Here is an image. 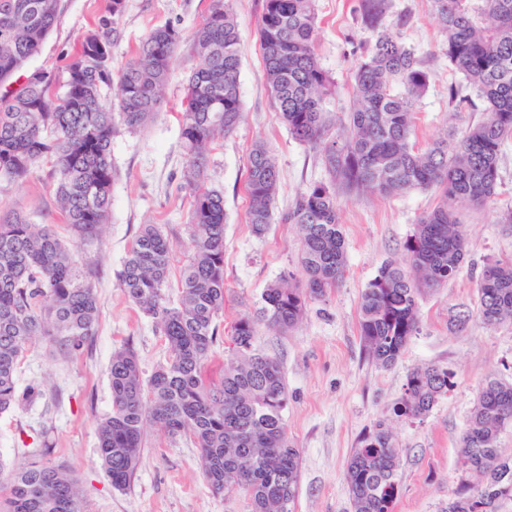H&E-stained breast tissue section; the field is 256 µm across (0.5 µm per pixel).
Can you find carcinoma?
<instances>
[{"instance_id":"obj_1","label":"carcinoma","mask_w":512,"mask_h":512,"mask_svg":"<svg viewBox=\"0 0 512 512\" xmlns=\"http://www.w3.org/2000/svg\"><path fill=\"white\" fill-rule=\"evenodd\" d=\"M455 71L485 102L484 117L461 135L416 145L415 106L429 75L392 28H380L384 0H365V22L376 32L354 72V108L339 140L326 139L322 101L333 85L316 52V0H265L258 39L266 83L279 118L298 143L320 151L330 182H313L282 215L301 232L303 280L279 279L262 294L261 321L278 332L294 329L307 303L325 297L347 271L336 185L380 195L424 189L439 201L416 224L399 260L382 265L363 290L359 333L369 358L395 364L419 325V298L454 278L467 240L459 210L493 201L502 147L512 140V0H431ZM123 0H112V20L85 34L66 55L62 82L22 74L58 18V0H0V179L17 181L48 162L66 225L80 240L101 234L111 207L112 138L123 126H145L160 106L171 60L187 40L198 58L181 108L189 164L183 181L193 190V254L171 289L174 244L158 224H144L120 272L128 298L165 337L170 356L143 379L136 353H112L108 374L112 412L98 426L101 465L116 489L140 468L146 429L190 434L203 474L216 494L246 493L252 512H291L298 493L300 453L287 434L288 386L280 360L255 348L258 320L238 316L233 347L219 377L211 363L224 314L223 192L207 185L213 146L242 118L240 32L230 0H214L188 37L171 25L154 28L119 69L112 37ZM22 78L13 89L15 77ZM117 87V101L109 90ZM279 169L270 148L249 154L245 194L250 232L264 236L273 223ZM476 313L487 327L512 322V261L492 260L481 271ZM99 299L80 271L78 253L52 224L16 214L0 220V413L33 403L42 384L21 390L16 371L26 349L49 339L71 358L95 334ZM454 386V373L427 365L411 371L388 412L421 420ZM512 428V383L487 378L458 446L463 478L446 512H500L512 486V453L500 435ZM402 448L388 419L358 439L345 470L352 512H392ZM83 488L62 463L31 462L11 474L0 512H82Z\"/></svg>"}]
</instances>
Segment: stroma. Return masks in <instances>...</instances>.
Listing matches in <instances>:
<instances>
[{
	"instance_id": "35a3bbf8",
	"label": "stroma",
	"mask_w": 512,
	"mask_h": 512,
	"mask_svg": "<svg viewBox=\"0 0 512 512\" xmlns=\"http://www.w3.org/2000/svg\"><path fill=\"white\" fill-rule=\"evenodd\" d=\"M112 0H61L58 22L26 72H62L67 53L79 35L108 15ZM362 0H317L320 64L334 81L325 101L328 136L343 133L353 108V72L374 33L361 15ZM264 0H232L240 30L239 90L242 119L232 135L210 153L208 184L224 193V313L217 348L225 355L233 321L257 313L268 284L284 275L301 276V236L297 225L273 224L261 238L247 224L244 182L248 154L256 143L274 152L280 182L276 212L285 211L308 184L329 181L317 150L291 138L278 118L266 87L258 41ZM212 0H124L112 45L114 66L134 53L140 40L169 24L183 34L209 15ZM383 25L394 27L430 75L426 93L416 104V142L426 147L447 133H462L483 117V103L453 70L444 54V36L431 0H386ZM197 66L189 42L177 49L162 105L136 131L119 130L112 140L117 177L103 235L79 244L82 270L95 285L100 313L95 336L75 358L54 354L39 341L23 354L19 387L40 381L44 396L22 409L0 414V495L15 468L32 460L62 463L84 490L83 512H249L244 493L215 494L200 467L192 437L148 432L141 467L131 487L113 488L98 453L99 422L112 411L108 368L113 352L131 345L143 376H151L169 356L154 324L138 313L118 280L125 258L144 224L163 225L174 243L170 280L178 282L191 254L193 197L182 180L186 165L180 108L187 79ZM457 86L452 100L449 86ZM53 168L42 163L22 180L0 181V216L27 215L37 224H59L63 215L52 190ZM340 222L347 243L348 270L326 298L309 301L294 330L279 334L259 327L255 346L277 357L288 384L283 412L288 438L301 454L298 494L293 512H351L344 473L359 435L388 412L401 394L410 371L439 364L455 373L454 386L423 420L393 424L403 450L399 492L393 512H445L461 472L458 441L479 389L487 376L512 382V324L484 326L473 310L479 274L488 260H512V230L500 224L512 210V143L499 162L493 203L461 211L468 252L459 275L419 300L420 326L398 362L383 369L364 358L358 304L362 291L385 262L400 257L419 217L432 209L434 192L410 190L397 195L354 194L337 189ZM471 311L464 330L453 329L451 315Z\"/></svg>"
}]
</instances>
